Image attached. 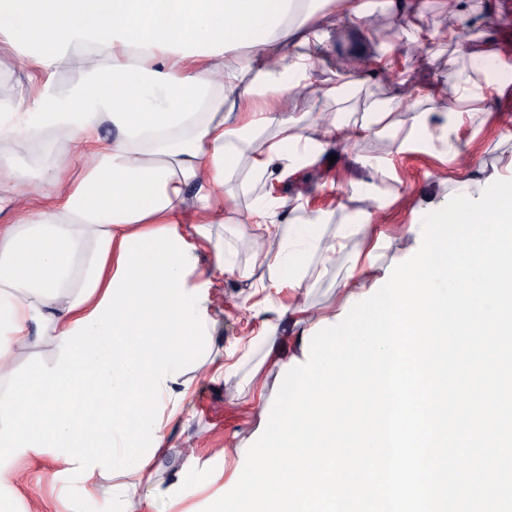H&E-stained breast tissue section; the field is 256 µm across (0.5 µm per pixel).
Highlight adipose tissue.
Here are the masks:
<instances>
[{"label": "adipose tissue", "mask_w": 512, "mask_h": 512, "mask_svg": "<svg viewBox=\"0 0 512 512\" xmlns=\"http://www.w3.org/2000/svg\"><path fill=\"white\" fill-rule=\"evenodd\" d=\"M366 12V0H0V44L26 49L45 77L11 101L0 141L62 128L85 147L79 180L56 167L36 184L54 193L51 209L0 229V377L43 337L60 351L53 367L14 377L1 449L62 444L87 481L91 462H116L142 435L162 442L155 397L202 344L185 292L196 242L223 223L242 157L263 186L248 218L269 285L302 294L309 252L328 258L337 244L318 232L322 213L287 216L279 186L350 139L340 116L308 129L293 117L343 99L307 48L330 38L323 21L339 28ZM75 48L84 79L57 91L52 77ZM456 72L449 65L446 91L413 114V131L445 143L456 119L475 117L476 86ZM184 205L192 241L176 227Z\"/></svg>", "instance_id": "obj_1"}]
</instances>
